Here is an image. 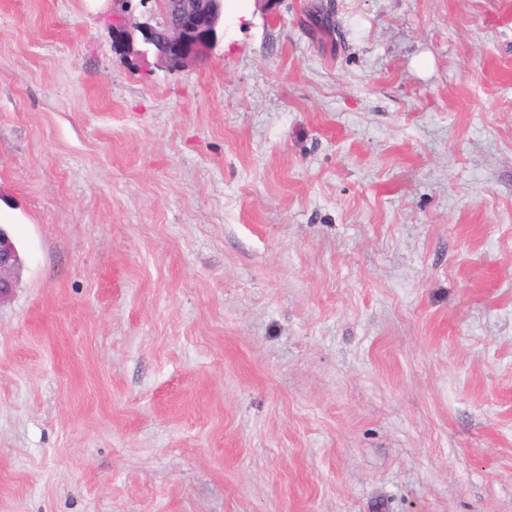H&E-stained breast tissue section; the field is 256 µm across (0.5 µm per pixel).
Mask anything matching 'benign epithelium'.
I'll return each mask as SVG.
<instances>
[{
	"label": "benign epithelium",
	"instance_id": "obj_1",
	"mask_svg": "<svg viewBox=\"0 0 512 512\" xmlns=\"http://www.w3.org/2000/svg\"><path fill=\"white\" fill-rule=\"evenodd\" d=\"M110 2L115 43L132 49L136 35H141L143 48L136 54L145 60L154 53L157 65L168 71H181L206 58L217 44L223 0H180L172 11L171 0H158L161 20L153 24L131 20L129 0ZM18 267L16 246L0 231V301L13 293Z\"/></svg>",
	"mask_w": 512,
	"mask_h": 512
}]
</instances>
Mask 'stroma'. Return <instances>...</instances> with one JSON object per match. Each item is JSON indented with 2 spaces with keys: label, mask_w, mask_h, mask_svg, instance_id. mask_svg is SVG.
Segmentation results:
<instances>
[{
  "label": "stroma",
  "mask_w": 512,
  "mask_h": 512,
  "mask_svg": "<svg viewBox=\"0 0 512 512\" xmlns=\"http://www.w3.org/2000/svg\"><path fill=\"white\" fill-rule=\"evenodd\" d=\"M0 218V512H512V0H0ZM112 2V35L116 44L132 49L136 35H141L143 49L136 54L146 60L153 51L157 65L168 71H181L206 58L218 41V25L223 13V0H179L169 11L172 0H158L155 24L131 20L127 8L130 0H106ZM163 35L158 48L153 45L157 35ZM18 267L16 246L7 233L0 231V301L13 293Z\"/></svg>",
  "instance_id": "stroma-1"
}]
</instances>
